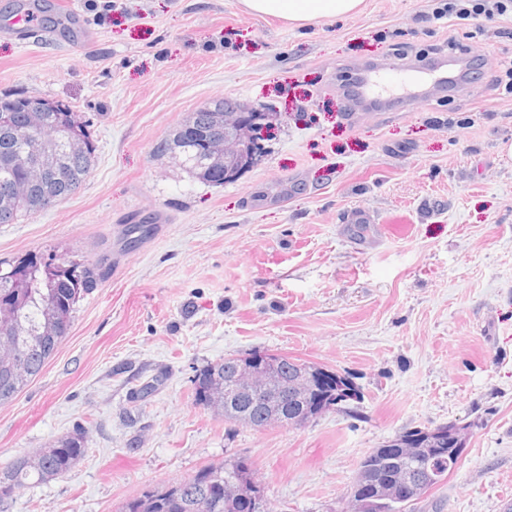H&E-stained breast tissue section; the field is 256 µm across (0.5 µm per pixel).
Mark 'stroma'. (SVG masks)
<instances>
[{
  "label": "stroma",
  "instance_id": "35a3bbf8",
  "mask_svg": "<svg viewBox=\"0 0 512 512\" xmlns=\"http://www.w3.org/2000/svg\"><path fill=\"white\" fill-rule=\"evenodd\" d=\"M79 30L0 33V95L72 106L87 180L0 224V258L107 256L43 371L0 404V469L76 429L84 456L0 512H123L207 465L248 460L272 512H346L366 453L467 426L466 451L414 512L512 502V94L491 76L410 111L349 107L344 71L426 67L449 51L512 60V20L449 44L428 0H363L302 27L240 0H69ZM232 98L276 113L261 161L203 182L160 151L189 113ZM404 218L415 234L388 229ZM154 225L138 242L130 220ZM272 351L348 376L360 400L256 430L193 400L197 370ZM158 379L140 397L141 385Z\"/></svg>",
  "mask_w": 512,
  "mask_h": 512
}]
</instances>
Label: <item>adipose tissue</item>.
Masks as SVG:
<instances>
[{
	"instance_id": "ef3b65f1",
	"label": "adipose tissue",
	"mask_w": 512,
	"mask_h": 512,
	"mask_svg": "<svg viewBox=\"0 0 512 512\" xmlns=\"http://www.w3.org/2000/svg\"><path fill=\"white\" fill-rule=\"evenodd\" d=\"M255 15L273 16L293 25L323 18H338L358 11L362 0H241Z\"/></svg>"
}]
</instances>
